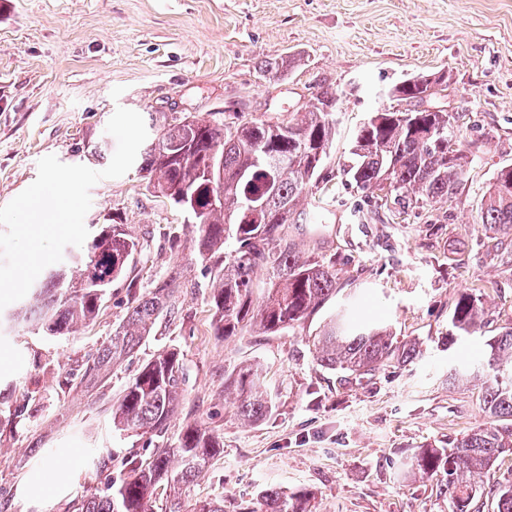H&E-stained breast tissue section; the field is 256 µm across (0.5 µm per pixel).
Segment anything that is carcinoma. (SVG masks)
Returning <instances> with one entry per match:
<instances>
[{
  "label": "carcinoma",
  "instance_id": "1",
  "mask_svg": "<svg viewBox=\"0 0 512 512\" xmlns=\"http://www.w3.org/2000/svg\"><path fill=\"white\" fill-rule=\"evenodd\" d=\"M425 76L392 85L402 112H374L357 132L350 173L362 189L386 190L410 202H445L464 180L472 162L473 142L446 109L419 110ZM337 92L321 89L305 112L288 121L257 123L239 115L228 121L215 112L209 119L162 116L150 125L153 140L140 163L147 188L187 212L189 244L179 236L169 248L189 249L190 256L213 272L210 301L216 335L245 332L276 336L291 332L319 313L339 293V272L331 260L304 257L288 245L284 229L300 202L324 180V163L336 132ZM224 162L221 190L210 186L206 172L213 159ZM220 192L218 202L212 201ZM480 223L493 231H512V165L497 171L483 195ZM140 241L123 224H108L69 262L31 286L33 303L9 314L15 326L34 325L48 336H70L93 323L105 289L102 276H122L138 253ZM271 273L261 297H255L254 275ZM189 287L177 273L134 299L123 323L85 364L87 383L104 379L129 356L156 325L176 317L175 298ZM481 288L457 299L449 316L448 342L471 336L487 323ZM316 362L329 371L360 381L393 363H411L421 355L416 341H399L391 326L353 320L339 310L325 319L313 340ZM482 366L484 407L500 423L462 435L446 448H423L403 464L407 472L448 476V512H473L481 486L474 478L496 466L512 448V326L487 337ZM186 378L179 353L159 352L112 404V428L147 438L149 459L128 462L130 474L111 484L107 493L82 495L66 512H152L157 488L193 483L224 446L196 422H187L175 442L165 441ZM224 389L236 395V415L251 423L272 412L273 398L257 364L237 365L224 375ZM261 512H310L311 494H286L277 488L261 492ZM497 512H512V484L499 485Z\"/></svg>",
  "mask_w": 512,
  "mask_h": 512
}]
</instances>
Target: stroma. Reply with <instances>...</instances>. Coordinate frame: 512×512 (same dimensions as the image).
<instances>
[{
	"instance_id": "stroma-1",
	"label": "stroma",
	"mask_w": 512,
	"mask_h": 512,
	"mask_svg": "<svg viewBox=\"0 0 512 512\" xmlns=\"http://www.w3.org/2000/svg\"><path fill=\"white\" fill-rule=\"evenodd\" d=\"M285 58L286 79L262 76V61ZM448 73L444 104L480 149L448 203L408 209L360 189L347 175L362 123L388 106L386 89L406 75ZM338 90L336 134L325 180L288 227L303 256L331 260L341 293L290 333L215 335L208 270L168 239L185 216L147 189L138 167L91 190L88 231L124 224L144 242L132 271L113 281L97 319L74 336L0 328V512H64L77 493H105L127 461L148 459L144 439L114 432L112 405L159 349L177 348L185 392L168 435L197 420L224 439L204 477L178 493L250 512L262 490H309L315 512H448L439 477L402 463L420 448H444L495 419L479 381L449 383L484 337L512 322V234L489 242L478 222L499 167L512 164V0H0V207L31 185L41 158L105 169L116 149L105 127L117 107L149 116L241 111L287 118L319 88ZM189 280L179 315L162 323L96 385L83 365L127 315L133 297L170 273ZM484 287L490 323L448 342L459 293ZM391 324L421 355L362 381L322 369L310 352L326 313ZM259 363L274 396L266 418L248 424L224 392V373ZM37 390L35 401L25 394ZM107 457L89 464V449ZM59 460L64 495L33 500L24 480Z\"/></svg>"
}]
</instances>
